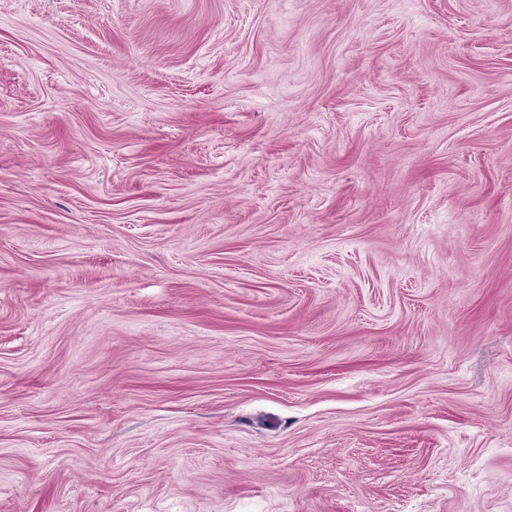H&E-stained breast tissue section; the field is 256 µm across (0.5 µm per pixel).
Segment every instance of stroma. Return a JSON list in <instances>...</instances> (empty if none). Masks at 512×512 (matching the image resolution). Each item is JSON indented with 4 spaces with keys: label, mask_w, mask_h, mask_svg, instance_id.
<instances>
[{
    "label": "stroma",
    "mask_w": 512,
    "mask_h": 512,
    "mask_svg": "<svg viewBox=\"0 0 512 512\" xmlns=\"http://www.w3.org/2000/svg\"><path fill=\"white\" fill-rule=\"evenodd\" d=\"M0 512H512V0H0Z\"/></svg>",
    "instance_id": "stroma-1"
}]
</instances>
